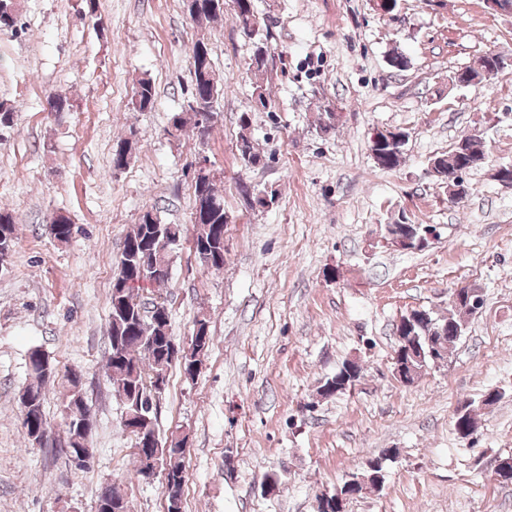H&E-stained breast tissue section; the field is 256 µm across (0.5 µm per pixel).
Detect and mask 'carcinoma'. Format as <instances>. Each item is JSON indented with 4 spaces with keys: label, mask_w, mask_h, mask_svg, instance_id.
I'll use <instances>...</instances> for the list:
<instances>
[{
    "label": "carcinoma",
    "mask_w": 512,
    "mask_h": 512,
    "mask_svg": "<svg viewBox=\"0 0 512 512\" xmlns=\"http://www.w3.org/2000/svg\"><path fill=\"white\" fill-rule=\"evenodd\" d=\"M210 2L211 0H196L197 10L189 12L190 18L201 27L224 15V11L211 8ZM233 2L238 4V10L234 11L236 24L245 34L256 38L259 49L266 48L256 17L254 0ZM15 6V0H0V32H18L20 13L14 11ZM191 59L193 69L189 98L203 104L214 102L224 93V86L221 79L215 78L209 43L205 38H199L193 44ZM267 65L268 52H253L249 70L254 76L252 100L256 108L267 109L272 105L264 84ZM131 104L139 112H147L155 107L156 91L150 79L138 80ZM189 125L204 139L210 134L213 122L203 112L183 109L172 115L164 133L168 138L176 139ZM236 148L241 160L249 168L261 166L266 161V156L255 148L251 138L245 134L240 136ZM132 149L130 139L118 141L112 150L113 167L126 168L127 163L121 162V159L125 155L132 156ZM455 152L457 149L454 148L430 160L439 180L448 178V168L457 167ZM402 159L403 152L398 145L390 150L383 149L381 154L374 156L375 163L387 170L400 167ZM221 183L222 179L219 177L202 181L199 176H194L192 219L195 256L203 266L215 271L224 269V263L215 261L212 244L224 247V230L228 224ZM46 229L60 243L69 242L75 233V225L65 216L51 217ZM182 236V225L163 224L153 212H144L125 238L114 283L138 277L142 273L151 284L160 285L167 281L173 249ZM16 240L14 217L8 210L0 208V245L8 244L13 247ZM449 308L451 314L446 318L437 317L427 309H413L401 316L396 326L398 339L394 363H411V367L407 369L406 383H414L424 371L435 364L429 356L430 346L426 337H436L435 345L438 348L449 354L453 353L456 342L466 327L465 318L474 314V310L465 300L454 296L450 299ZM195 325L199 326L198 331L192 333L187 344L179 345L172 335L170 312L166 302L162 300V294L159 293L145 302L137 288L111 289L107 377L113 393L123 404L122 416L131 417L130 425L135 427L131 434L143 444L141 453L137 455L136 474L146 480L153 476L155 465L167 467L169 483L166 492L169 499H182L185 469L179 458L183 451L179 432H172L170 436L162 439L156 430V422L169 369L174 365L178 366L185 378L192 381L200 372L201 357L208 351L212 338L205 319L195 320ZM176 345L179 346L181 357L174 361L171 358V349ZM43 355L44 351L39 348L32 349L28 355V369L33 382L25 388V394L32 401V406L25 409L23 421L26 438L37 437L42 441L47 438L48 430L43 410L45 387L56 381L55 369L47 371L43 368ZM359 372V366L351 367L349 362H343L336 374L323 380L318 393L323 397H330L345 391V381L359 378ZM63 387L65 394L62 407L67 423V437L59 443V451L68 458L82 450L91 455L92 448L86 446L79 449L74 442L82 434V422L89 418L84 402L79 400L83 391L82 379L77 376L76 371L69 370L64 377ZM475 429V414L467 405L456 414L455 430L460 437L466 438ZM384 479L382 463L372 461L362 474L355 476V481L344 482L341 491L351 500L367 487L381 486ZM95 512H129L122 480L112 479L101 484L96 495Z\"/></svg>",
    "instance_id": "1"
}]
</instances>
